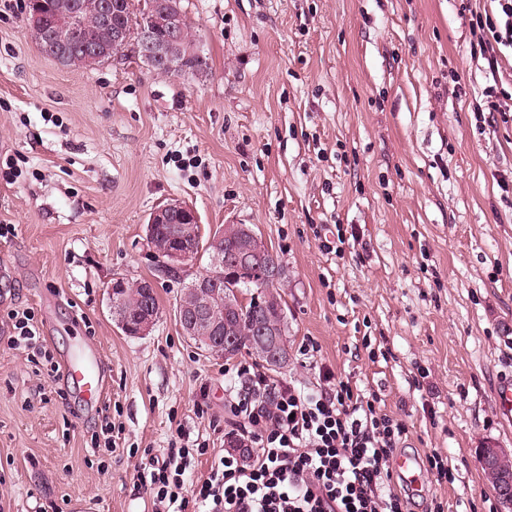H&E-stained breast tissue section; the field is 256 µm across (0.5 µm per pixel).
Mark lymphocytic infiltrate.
Segmentation results:
<instances>
[{
    "label": "lymphocytic infiltrate",
    "instance_id": "obj_1",
    "mask_svg": "<svg viewBox=\"0 0 512 512\" xmlns=\"http://www.w3.org/2000/svg\"><path fill=\"white\" fill-rule=\"evenodd\" d=\"M471 18V54L483 61L487 79L484 109L511 120L502 61L512 49V0H496ZM235 373L247 377L248 390L232 405L229 436L253 453L245 461L221 457L192 486L184 475L208 442L148 455L141 486L166 512H408L410 496L392 489L390 469L405 427L380 412L376 393H359L329 370L324 392L270 383L246 364Z\"/></svg>",
    "mask_w": 512,
    "mask_h": 512
}]
</instances>
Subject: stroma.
<instances>
[{"label": "stroma", "instance_id": "1", "mask_svg": "<svg viewBox=\"0 0 512 512\" xmlns=\"http://www.w3.org/2000/svg\"><path fill=\"white\" fill-rule=\"evenodd\" d=\"M26 3L0 0V512H153L145 449L210 440L191 483L227 454L237 391L176 317L210 259L168 276L146 239L173 198L202 233L250 224L282 256L290 362L271 382L316 389L329 368L405 423L403 452L447 456L455 482L423 474L412 512H508L476 450L512 448L493 403L512 376V122L473 110L484 77L459 0H183L202 79L131 49L62 66ZM116 277L154 280L150 334L113 321ZM27 307L55 362L102 353L114 451L94 448L103 414L64 372L35 375L9 345L7 313Z\"/></svg>", "mask_w": 512, "mask_h": 512}]
</instances>
